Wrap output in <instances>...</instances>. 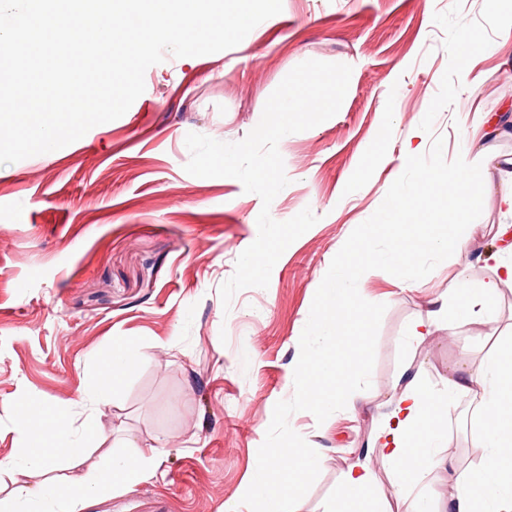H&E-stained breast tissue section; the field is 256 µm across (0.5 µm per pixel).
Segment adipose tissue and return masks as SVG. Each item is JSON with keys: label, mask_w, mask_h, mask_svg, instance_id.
<instances>
[{"label": "adipose tissue", "mask_w": 512, "mask_h": 512, "mask_svg": "<svg viewBox=\"0 0 512 512\" xmlns=\"http://www.w3.org/2000/svg\"><path fill=\"white\" fill-rule=\"evenodd\" d=\"M502 284H512V261L499 262L496 283L479 289L458 277L448 290L458 319L467 324L488 319L487 308L479 306L478 300L490 298ZM139 358L131 342L113 337L112 358L88 400L107 403L110 391ZM448 389L449 396L439 399L419 390L403 393L385 413L377 442L394 490L409 500L412 512H429L419 490L424 468L437 454L450 459L456 455L455 448L444 447L441 441L440 412L452 406L453 392L473 391L480 400V445L486 456L479 466L455 473L450 512H512V343L491 352L476 379L449 381ZM18 428L24 437L21 448L0 460V474L11 476L10 488L0 493V512H81L90 499L138 484L158 468L159 452L154 448H137L124 456L110 454L104 465H87L84 448L72 433L70 411L62 406L25 401ZM373 481L372 468L352 463L336 490V512H352Z\"/></svg>", "instance_id": "obj_1"}]
</instances>
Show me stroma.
<instances>
[{
    "label": "stroma",
    "instance_id": "35a3bbf8",
    "mask_svg": "<svg viewBox=\"0 0 512 512\" xmlns=\"http://www.w3.org/2000/svg\"><path fill=\"white\" fill-rule=\"evenodd\" d=\"M452 0H283V10L236 47L176 58L145 73V90L120 118L52 152L0 166V458L22 442V401L36 398L91 418L96 447L157 448L155 476L89 501L84 512H249L241 503L278 401L294 394L299 339L315 292L350 233L367 220L403 172V145L439 90L448 56L433 15ZM351 65L338 113L279 143L288 185L270 214L285 221L308 208L317 223L275 264L267 288H247L223 307L220 286L258 236V195L230 177L189 175L185 145L195 132L242 140L299 63ZM453 105L434 123L444 157L468 148L496 157L497 183H512V29L463 72ZM476 234L412 290L371 271L361 296L386 304L371 387L354 393L355 419L307 411L290 427L316 448L320 474L295 512H332L336 485L354 461L367 463L374 493L401 503L371 446L382 404L418 386L443 395L452 376L476 371L488 351L512 340V294L499 291L485 322L434 330L433 302L458 275L495 280L506 259L498 229L512 226L499 197L485 195ZM122 336L141 353L107 404L87 413L83 397ZM470 404L443 410L439 428L456 448L453 465L428 470L423 490L448 512L449 470L469 468L479 430Z\"/></svg>",
    "mask_w": 512,
    "mask_h": 512
}]
</instances>
